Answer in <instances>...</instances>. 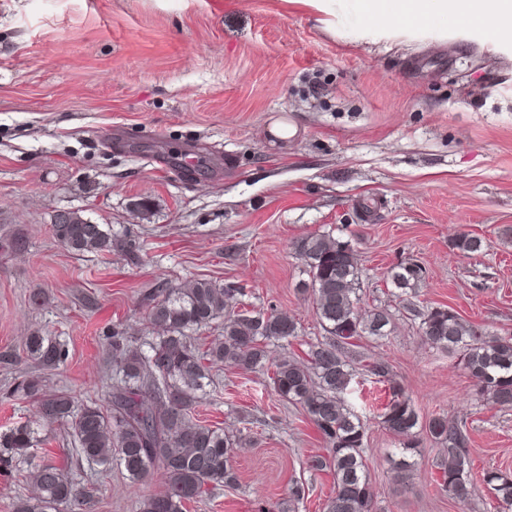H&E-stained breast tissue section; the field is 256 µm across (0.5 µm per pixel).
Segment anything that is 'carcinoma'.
<instances>
[{
  "instance_id": "1",
  "label": "carcinoma",
  "mask_w": 512,
  "mask_h": 512,
  "mask_svg": "<svg viewBox=\"0 0 512 512\" xmlns=\"http://www.w3.org/2000/svg\"><path fill=\"white\" fill-rule=\"evenodd\" d=\"M56 241L73 253L112 252V233L76 211L52 224ZM452 246L463 257L487 248L481 237L459 234ZM309 276L315 314L325 332L322 341L308 348L307 359L284 358L269 362V346L298 336L297 322L273 311L243 310L224 319V334L204 351L191 343L188 332L209 325L224 312L225 299L243 295L240 288H218L207 280L172 285L160 291L148 313L149 324L162 330L150 340L118 331L106 338V351L120 360L107 408L91 403L75 408L68 393L42 392L39 381L18 386L37 403L38 418L0 434V471L10 472L30 460L38 427L72 420L79 455L108 468L118 460L130 479L146 480L154 467L167 476L165 487L139 502V512H186L217 487L233 488L238 476L232 464L236 449L251 442V431L228 433L220 427L197 424L191 415L203 399L205 380L216 364L243 369H271L274 394L301 406L322 436L328 454L316 456L310 468L328 471L333 490L324 512H374L375 490L366 464L365 423L344 399L356 372L362 369L389 384L390 399L379 413L380 423L401 445L396 469L412 467L407 457L419 448L424 435L442 446L444 459L436 479L448 495L464 501L469 494L471 462L463 426L438 413L423 420L403 389L393 383L383 361H367L351 354L357 341L388 336L392 314L377 307L359 312L361 273L351 241L330 232L311 233L292 243ZM425 280V269L408 259L391 269L397 299ZM403 309L420 318L423 338L431 346L460 356L477 397L500 407H512V336H491L464 322L450 307L422 312ZM28 359L48 370L68 356L66 343L36 331L26 340ZM31 473L35 491L17 500L14 512H59L62 506L85 497L51 460L35 464ZM483 482L492 486L502 508L512 509V476L487 471Z\"/></svg>"
}]
</instances>
